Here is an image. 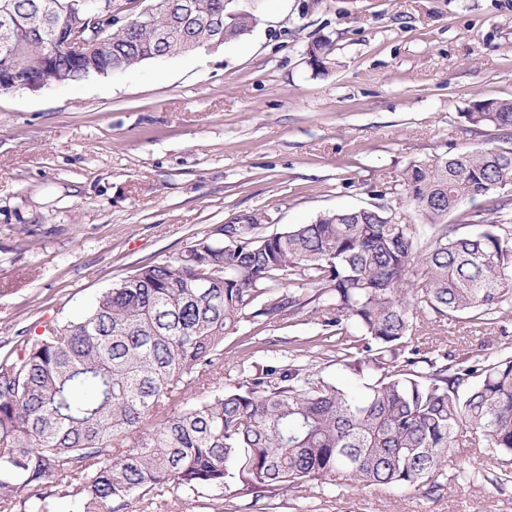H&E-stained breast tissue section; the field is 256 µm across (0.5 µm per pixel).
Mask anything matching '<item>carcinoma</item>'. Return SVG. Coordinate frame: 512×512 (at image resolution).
<instances>
[{
	"label": "carcinoma",
	"mask_w": 512,
	"mask_h": 512,
	"mask_svg": "<svg viewBox=\"0 0 512 512\" xmlns=\"http://www.w3.org/2000/svg\"><path fill=\"white\" fill-rule=\"evenodd\" d=\"M96 0H0V71L23 83L54 66L63 83L84 70L126 71L238 42L259 24L226 20L225 0H170L150 24L113 17L82 62L46 55L32 12L55 5V33ZM222 18V30L211 19ZM475 127L512 128V100L472 104ZM512 183V148L463 150L410 163L399 194L415 212L389 223L374 207L329 211L259 236V212L235 216L229 236L200 238L173 260L138 268L77 320L52 321L0 354V508L122 512L130 500L178 491L249 496L351 485L444 490L448 453L484 449L493 482L512 481V352L473 360L447 346L415 345L426 311L486 328L512 311V203L491 185ZM486 199L489 224L461 234L448 223L463 201ZM324 308L322 336L354 390L301 365H270L239 386L164 417L244 321L292 319ZM427 368H422V365Z\"/></svg>",
	"instance_id": "cac0c4a2"
}]
</instances>
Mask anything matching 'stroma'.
<instances>
[{
	"label": "stroma",
	"instance_id": "obj_1",
	"mask_svg": "<svg viewBox=\"0 0 512 512\" xmlns=\"http://www.w3.org/2000/svg\"><path fill=\"white\" fill-rule=\"evenodd\" d=\"M236 44L121 74L0 94V352L41 323L73 320L139 266L181 256L231 217L260 211L261 235L325 211L365 207L412 161L512 147L475 127L477 100H512V0H261ZM329 48L311 66L308 46ZM322 309L245 322L178 412L276 363L339 386ZM472 357L512 346L465 320L420 336ZM479 449L450 453L447 488H313L260 501L166 494L127 512H512V482L465 483Z\"/></svg>",
	"mask_w": 512,
	"mask_h": 512
}]
</instances>
